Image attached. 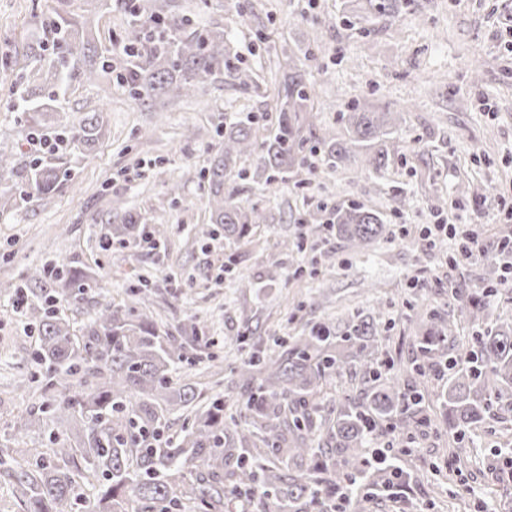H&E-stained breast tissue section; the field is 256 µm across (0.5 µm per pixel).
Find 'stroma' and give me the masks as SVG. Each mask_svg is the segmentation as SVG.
I'll list each match as a JSON object with an SVG mask.
<instances>
[{"label": "stroma", "instance_id": "obj_1", "mask_svg": "<svg viewBox=\"0 0 512 512\" xmlns=\"http://www.w3.org/2000/svg\"><path fill=\"white\" fill-rule=\"evenodd\" d=\"M53 0H0V150L16 165L48 159L11 107L19 91L9 65L29 44L45 41L42 23ZM193 26L217 28L234 43L242 67L273 75L282 45L312 46L308 66L317 85L312 139L335 135L349 105L404 110L387 172L331 170L309 156L305 169L277 189H257L252 161L234 182L246 207L270 221L243 240L209 222L200 176L218 145L216 130L248 114L266 115V87L242 88L228 76L194 97L150 112L114 81L77 78L55 107L61 124L98 113L105 136L80 155L72 178L42 198L20 199L15 179L0 181V444L37 403L29 385L37 335L17 311L13 284L66 258L103 287L69 309L81 325L99 302L122 306L147 278L144 293L162 332L185 343L180 374L203 397L220 395L224 414L238 416L248 391L237 369L279 337L298 336L334 319L338 309L377 312L385 338L377 357L383 377L415 355L428 313L446 312L448 291L498 278L490 257L512 217V0H411L393 20L348 23L341 0H174ZM483 196L474 203L473 193ZM124 196L142 228H161L159 242L122 246L113 195ZM406 206H399V197ZM378 208L387 238L354 249L324 231L305 238L327 210ZM475 225L486 256L449 264L425 231L440 221ZM382 432L409 479L364 500L360 512H512V416L490 417L466 433L468 458L449 454L451 433L439 417L413 439Z\"/></svg>", "mask_w": 512, "mask_h": 512}]
</instances>
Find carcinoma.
Instances as JSON below:
<instances>
[{
	"instance_id": "cac0c4a2",
	"label": "carcinoma",
	"mask_w": 512,
	"mask_h": 512,
	"mask_svg": "<svg viewBox=\"0 0 512 512\" xmlns=\"http://www.w3.org/2000/svg\"><path fill=\"white\" fill-rule=\"evenodd\" d=\"M54 34L60 52L45 58L38 45L20 70L31 67L58 86L72 78L69 62L82 63L87 79L116 73L128 98L142 107L158 100L194 96L207 81L227 73L248 87L258 74L239 66L232 43L217 29H194L190 19L172 10L169 0L143 6L125 5L129 19L123 42L130 56L115 58L100 47L89 18L71 10L72 0H55ZM343 10L370 22L395 18L404 0H342ZM311 56V46L281 51L282 61L271 94L276 112L269 133H259L246 119L224 125V152L203 177L208 185L211 219L224 234L245 238L251 226L267 223L256 207L246 209L235 193L224 190L241 162L251 158L255 176L269 189L291 169L306 163L303 130L315 110L314 82L297 64ZM21 104L15 111L36 134L61 139L64 147L47 163H34L17 175L0 153V174L25 181V196L40 197L69 181L71 163L105 136L91 115L62 130L52 105L18 83ZM336 137L320 142L319 152L336 170L358 168L385 172L395 155L394 134L403 117L397 111L355 108L343 117ZM113 207L125 211L126 223L114 234L119 243L141 235L137 218L117 195ZM336 237L359 248L385 233L381 213L371 207L336 208L326 222ZM99 283L72 265L44 266L23 283L18 295L32 294L24 317L38 332L32 360L47 370L46 387L53 402L34 406L15 423L16 434L48 426L45 414L79 423L76 433L50 439L53 447L0 450V467L12 471L23 496L24 512H233L245 499L253 512H326L342 495L346 504L361 502L359 486L385 487L402 468H367L365 424L394 420L400 432L429 420L426 395L381 379L374 356L382 328L371 313H341L307 336L279 338L281 353L257 351L238 374L251 395L240 419H224V398L216 395L178 439H161L166 416L188 409L201 393L176 376L187 358L173 336L159 334L143 308H116L107 302L79 328L66 310L84 300ZM490 282L482 288H450L448 314L429 315L410 376L434 377L436 397L448 431L459 433L455 456L467 453L465 430L481 424L493 404L512 412V316L491 317L485 298L498 293ZM477 328L473 343L457 340L458 323ZM350 371L358 378L363 403L349 401L336 413L321 415L317 399L334 379ZM189 459L205 472L183 473ZM99 486L95 501H86L83 486Z\"/></svg>"
}]
</instances>
